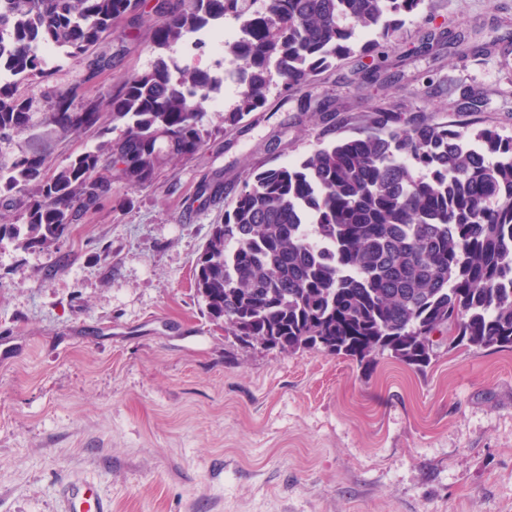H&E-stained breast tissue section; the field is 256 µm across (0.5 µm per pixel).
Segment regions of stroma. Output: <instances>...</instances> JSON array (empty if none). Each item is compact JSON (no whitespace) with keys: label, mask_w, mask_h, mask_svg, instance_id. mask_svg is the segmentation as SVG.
<instances>
[{"label":"stroma","mask_w":512,"mask_h":512,"mask_svg":"<svg viewBox=\"0 0 512 512\" xmlns=\"http://www.w3.org/2000/svg\"><path fill=\"white\" fill-rule=\"evenodd\" d=\"M160 17L119 23L111 71L73 107L105 108L127 76L148 70ZM496 39L491 53L418 54L379 87L349 59L305 87L272 88L234 128L205 109L207 145L146 185L112 195L47 249L0 244V512H60L62 478L78 475L112 512H512V351L439 346L424 370L381 355L371 369L316 351L245 346L212 321L194 290L195 262L251 168L298 161L318 144L302 95L333 101L336 137L358 132L387 99L428 120L512 136V0H429L399 41L428 32ZM87 63L49 66L19 85L33 111L83 83ZM483 93L455 112L448 86ZM101 142L36 125L9 146L60 169ZM224 177L210 204L201 185Z\"/></svg>","instance_id":"obj_1"}]
</instances>
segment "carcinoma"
Here are the masks:
<instances>
[{"instance_id":"1","label":"carcinoma","mask_w":512,"mask_h":512,"mask_svg":"<svg viewBox=\"0 0 512 512\" xmlns=\"http://www.w3.org/2000/svg\"><path fill=\"white\" fill-rule=\"evenodd\" d=\"M155 0L164 18L154 61L109 96L110 112H75L82 84L114 55L89 61L83 83L56 95L41 122L62 135L105 117L122 134L69 165L35 168L21 151L0 162V243L49 248L112 194V180L145 185L162 165L195 155L212 131L201 111L224 78L181 68L167 56L193 34L232 19L240 36L229 51L240 78L224 111L235 126L262 107L278 79L302 89L316 74L375 52L359 33L375 32L396 50L398 32L426 0ZM142 0H0V142L33 124L20 80L46 75L34 46L54 43L79 59L121 21L139 18ZM328 130L336 113L306 97ZM108 167L113 177L100 169ZM314 231L317 248L310 240ZM195 289L207 314L243 345L269 338L281 351L317 350L370 368L384 353L423 368L433 336L448 347L512 351V136L410 118L380 100L355 136L320 145L299 161L253 169L224 222L212 225L195 265Z\"/></svg>"}]
</instances>
